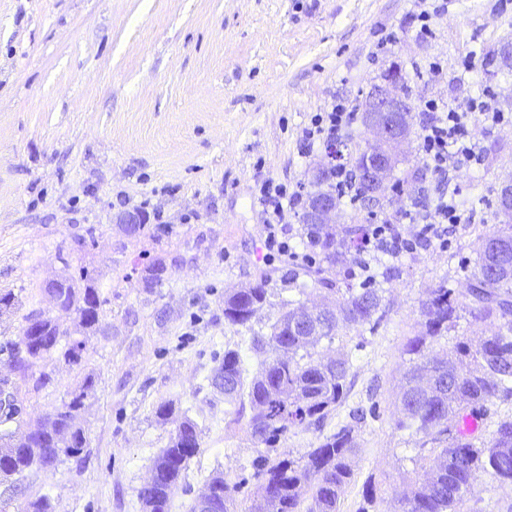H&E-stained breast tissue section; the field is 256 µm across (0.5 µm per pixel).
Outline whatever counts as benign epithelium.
I'll return each instance as SVG.
<instances>
[{
    "label": "benign epithelium",
    "mask_w": 512,
    "mask_h": 512,
    "mask_svg": "<svg viewBox=\"0 0 512 512\" xmlns=\"http://www.w3.org/2000/svg\"><path fill=\"white\" fill-rule=\"evenodd\" d=\"M412 104L402 91L401 82L390 78L377 85L368 95L363 108L365 148L356 154L353 163L368 187V194L381 198L387 182L400 161V148L410 142V117ZM340 203L333 193L320 196L308 209L305 223L334 224ZM128 235L135 227L145 223L137 211H126L115 218Z\"/></svg>",
    "instance_id": "1"
}]
</instances>
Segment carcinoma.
Returning a JSON list of instances; mask_svg holds the SVG:
<instances>
[{"mask_svg": "<svg viewBox=\"0 0 512 512\" xmlns=\"http://www.w3.org/2000/svg\"><path fill=\"white\" fill-rule=\"evenodd\" d=\"M502 214L510 223L488 236L493 246L480 250L469 288L459 292L442 282L430 289L419 308L423 331L404 345L398 425L424 435L436 457L423 477L412 481L401 512H461L481 472L512 484V420L500 423L489 438L465 432L460 426L466 417L484 418L488 405L496 401L512 402V209ZM304 229L313 234L331 266L342 256L346 238L363 232L361 227H348L338 239L332 226L306 224ZM323 273V269L317 271L316 282L335 295L323 297L329 309L309 313L304 304L290 300L270 334L256 332L250 337L248 350H263L271 357L261 364L249 386H244L241 349L225 350L216 368L215 376L224 379V399L238 404L232 422L246 420L252 438L259 443L270 445L292 428L324 423L350 389L352 363L346 355L315 360L311 349L341 329L372 328L383 317L381 289L355 288L350 283L335 288ZM58 291L64 296L66 314L75 315L83 331L100 329L103 300L98 288L90 283L80 287L65 278ZM267 300L262 282L234 289L224 296V320L249 328ZM463 312L476 321L493 323L494 333L475 342L459 341L441 354L435 352L433 343L455 328ZM38 325L40 336L23 331L31 355L40 359L50 347L70 362L81 361L86 339L72 337L55 318L38 321ZM93 385V378L85 376L79 393L55 409L56 423H64L84 408ZM15 405L14 412L0 414V461L12 476L22 477L33 469L48 471L66 459H82L87 445L82 428L73 429L62 447L42 423L21 433L11 430L7 425L20 422L24 398L17 397ZM156 415L173 423L174 429L152 464L159 470L158 477L145 483L139 496L145 512H170L179 479L199 445V431L192 420L176 418L170 404L159 406ZM356 448L354 428L345 425L309 449L300 461L286 456L258 460L250 512H340L352 477L349 459ZM242 485L222 474L212 477L209 512H235Z\"/></svg>", "mask_w": 512, "mask_h": 512, "instance_id": "1", "label": "carcinoma"}]
</instances>
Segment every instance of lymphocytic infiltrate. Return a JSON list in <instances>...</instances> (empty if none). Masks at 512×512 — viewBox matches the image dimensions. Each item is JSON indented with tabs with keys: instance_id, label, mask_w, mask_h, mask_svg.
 Instances as JSON below:
<instances>
[{
	"instance_id": "lymphocytic-infiltrate-1",
	"label": "lymphocytic infiltrate",
	"mask_w": 512,
	"mask_h": 512,
	"mask_svg": "<svg viewBox=\"0 0 512 512\" xmlns=\"http://www.w3.org/2000/svg\"><path fill=\"white\" fill-rule=\"evenodd\" d=\"M493 95V90L488 88L477 98L445 102L433 99L423 104L419 152L436 175V189L427 206L405 211L404 223L417 227L412 237H405L404 224H397L391 218L364 225L358 256L350 269L353 278L364 284L371 282L374 278L373 264L380 256L399 259L423 247L445 246L449 227L470 220L469 211L460 202L458 192L451 190L450 183L460 167L482 162L481 151L471 135L473 127L479 125L491 131L512 124V115L491 107ZM355 117L354 108L343 100L336 101L327 111L315 113L302 131L303 152L312 151L315 144L342 139L352 127ZM258 192L265 212V247L268 253L293 262H312L313 246H306L300 253L285 238L288 213L303 204L302 187L291 189L268 179L260 184Z\"/></svg>"
}]
</instances>
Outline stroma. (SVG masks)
Listing matches in <instances>:
<instances>
[{
    "label": "stroma",
    "instance_id": "stroma-1",
    "mask_svg": "<svg viewBox=\"0 0 512 512\" xmlns=\"http://www.w3.org/2000/svg\"><path fill=\"white\" fill-rule=\"evenodd\" d=\"M413 0H0V292L22 304L0 316V341L21 336L25 316L50 310L43 284L88 277L105 301L102 325L80 363L53 356L47 388L11 376L26 397L24 421L36 424L93 374L95 388L76 420L88 439L82 460L28 472L22 499L48 497L52 512H143L139 491L166 447L171 425L155 415L170 403L194 420L199 451L182 474L172 512H190L212 476L251 477L266 454L234 405L211 384L225 349L269 333L286 302L312 304L307 266L266 257L257 181L271 178L312 192L324 145L303 154L299 139L314 113L337 97L360 105L397 66L414 104L476 96L512 113V70L499 52L512 45V0H448L431 38L406 18ZM397 32L382 55L384 29ZM472 56V71L462 69ZM441 58L442 74L426 73ZM481 165L462 167L454 183L471 213L450 227L447 249L430 247L375 266L385 315L371 330L338 331L316 357L352 361L347 398L318 429H292L278 451L300 459L324 437L353 424L357 452L341 512H358L374 482L376 512H398L420 469L423 435L398 428L402 351L420 329L419 304L440 282L465 290L483 238L502 217L497 195L512 177V125L474 127ZM416 176L415 193L392 187L390 204L342 203L339 227L383 218L429 198L435 176L418 147L395 171ZM148 216L139 235L114 219ZM167 271L146 287V270ZM394 277H386L389 267ZM265 283L269 298L252 328L224 319V293ZM305 292H298V285ZM468 512H507L512 485L480 474Z\"/></svg>",
    "mask_w": 512,
    "mask_h": 512
}]
</instances>
